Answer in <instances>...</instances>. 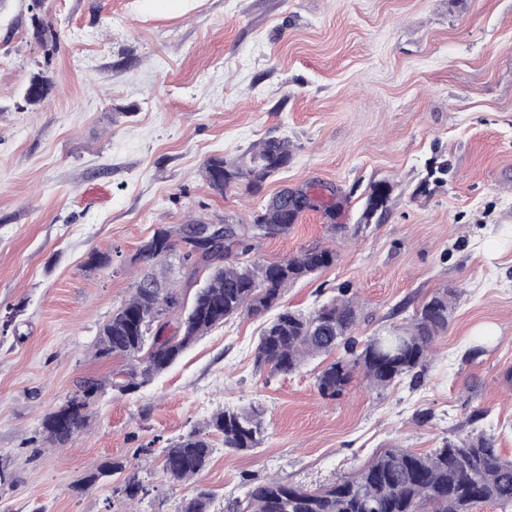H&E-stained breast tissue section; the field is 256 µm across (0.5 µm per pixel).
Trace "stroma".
<instances>
[{
  "label": "stroma",
  "instance_id": "35a3bbf8",
  "mask_svg": "<svg viewBox=\"0 0 512 512\" xmlns=\"http://www.w3.org/2000/svg\"><path fill=\"white\" fill-rule=\"evenodd\" d=\"M38 19L58 33L52 56ZM39 71L52 88L33 108L22 93ZM273 137L295 150L260 192L219 194L203 179L209 158ZM377 182L388 211L365 224ZM304 184L334 189L338 223L358 234L340 242L308 211L252 259L336 247V263L283 302L309 313L356 293L361 342L455 289L424 368L380 391L357 373L326 398L318 361L288 376L256 368L268 318L244 314L136 392L113 391L129 362L93 344L130 292L141 242L192 218L250 223ZM93 251L111 263L88 267ZM86 379L105 386L89 425L52 447L41 422ZM253 405L259 447L213 434L206 469L169 481L163 448L218 409ZM476 427L512 458V0H193L171 17L136 0H0V467L13 475L0 512H180L200 488L211 512H230L246 483L322 488L384 448L428 452ZM115 459L147 488L141 500L88 482Z\"/></svg>",
  "mask_w": 512,
  "mask_h": 512
}]
</instances>
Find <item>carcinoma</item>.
Returning a JSON list of instances; mask_svg holds the SVG:
<instances>
[{
	"label": "carcinoma",
	"instance_id": "obj_1",
	"mask_svg": "<svg viewBox=\"0 0 512 512\" xmlns=\"http://www.w3.org/2000/svg\"><path fill=\"white\" fill-rule=\"evenodd\" d=\"M36 31L47 51L56 48L58 35L42 20ZM49 81L37 73L24 89L31 106L45 100ZM292 144L286 138H270L252 146L241 157L227 161L213 157L203 176L218 193L233 184L245 183L255 191L263 181L288 165ZM386 184L371 187L367 199L382 195L381 206L365 210V217L385 215L389 193ZM337 205L328 204L306 186L285 188L262 206L250 224L224 225V240L199 237L205 227L191 220L180 228L162 226L144 240L131 258L140 277L129 295L99 328L96 356L131 360L111 387L131 393L165 371L201 336L244 313L264 315L275 311L255 348V364L271 372L290 375L313 357L333 356L316 375L318 390L325 396L340 394L360 371L369 386L386 389L424 365L435 341L448 330V315L455 293L435 292L410 320L390 326L406 334L408 345L400 358L388 360L375 349L373 337L360 344L353 331L359 304L348 291L309 314L282 305L289 285L318 274L337 261L336 249L304 248L290 258L261 263L246 258L250 241L273 239L290 231L299 216L309 210L322 213L333 234L349 236L350 227L336 223ZM183 269L207 263L209 273L190 304L184 305L168 276L169 260ZM180 310V320L170 328L167 316ZM103 393L102 384L87 379L78 390L41 423L44 440L60 447L76 437L89 420L90 409ZM224 436V447L237 450L257 447L264 438L262 413L257 409L225 408L213 413L201 427L171 443L162 451V469L174 483L199 475L208 465L213 446L210 432ZM112 476L130 500L146 488L128 473L127 463L112 461L88 477L94 482ZM481 503L512 507V458L498 451L496 437L484 430L446 439L427 453L407 448H386L355 473L340 477L331 486L309 489L271 479L247 484L236 512H473ZM211 493L201 490L183 502L181 512H210Z\"/></svg>",
	"mask_w": 512,
	"mask_h": 512
}]
</instances>
